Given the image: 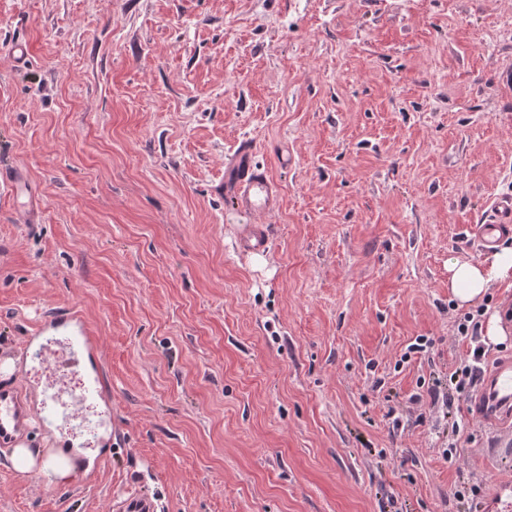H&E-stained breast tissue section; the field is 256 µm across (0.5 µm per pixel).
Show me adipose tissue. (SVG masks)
<instances>
[{
	"instance_id": "ef3b65f1",
	"label": "adipose tissue",
	"mask_w": 512,
	"mask_h": 512,
	"mask_svg": "<svg viewBox=\"0 0 512 512\" xmlns=\"http://www.w3.org/2000/svg\"><path fill=\"white\" fill-rule=\"evenodd\" d=\"M512 287V248L503 247L480 261H448V288L458 306L481 301L495 284Z\"/></svg>"
}]
</instances>
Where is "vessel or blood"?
Masks as SVG:
<instances>
[{
  "mask_svg": "<svg viewBox=\"0 0 512 512\" xmlns=\"http://www.w3.org/2000/svg\"><path fill=\"white\" fill-rule=\"evenodd\" d=\"M0 188L20 199L23 208L35 211L24 177L0 167ZM224 194L244 213L264 215L275 212L281 203L280 189L269 170L256 160L253 143L241 142L224 164ZM512 233V195L495 198L489 216L475 225L473 234L480 246L492 244L494 235ZM241 248L265 250L269 244L267 225H244L239 236ZM26 353L43 367L63 366L65 371L84 370V386L61 397L53 385L41 387L38 405L11 385H0V446L14 444L30 436L34 426L68 422L80 418L91 402L108 399L104 370L98 361L99 344L78 311L65 309L36 322L30 332ZM478 388L473 397L471 418L492 425V447L512 445V359L500 360L478 371ZM114 512H159L156 500L135 491L113 505Z\"/></svg>",
  "mask_w": 512,
  "mask_h": 512,
  "instance_id": "vessel-or-blood-1",
  "label": "vessel or blood"
}]
</instances>
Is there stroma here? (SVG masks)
<instances>
[{"mask_svg": "<svg viewBox=\"0 0 512 512\" xmlns=\"http://www.w3.org/2000/svg\"><path fill=\"white\" fill-rule=\"evenodd\" d=\"M511 23L512 0H0V164L39 206L0 192V362L36 400L27 335L77 307L113 424L64 483L1 448L0 512L133 486L163 512H497L512 446L480 460L450 380L448 261L486 255L469 227L512 194ZM244 140L282 195L259 256L220 189Z\"/></svg>", "mask_w": 512, "mask_h": 512, "instance_id": "stroma-1", "label": "stroma"}]
</instances>
